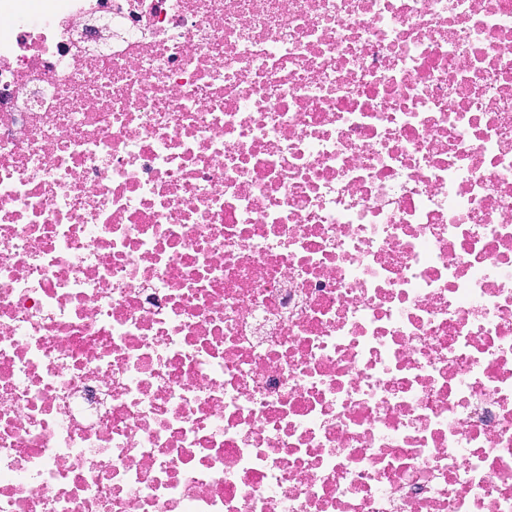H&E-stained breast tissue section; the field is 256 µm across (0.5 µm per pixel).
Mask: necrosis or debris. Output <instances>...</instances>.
I'll use <instances>...</instances> for the list:
<instances>
[{"mask_svg":"<svg viewBox=\"0 0 512 512\" xmlns=\"http://www.w3.org/2000/svg\"><path fill=\"white\" fill-rule=\"evenodd\" d=\"M0 512H512V0H0Z\"/></svg>","mask_w":512,"mask_h":512,"instance_id":"4bbe7bcc","label":"necrosis or debris"}]
</instances>
